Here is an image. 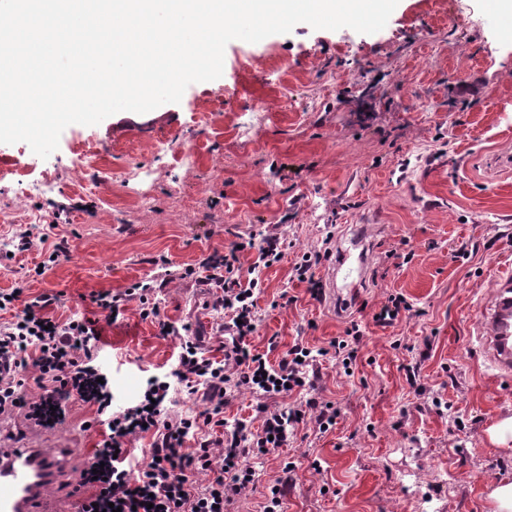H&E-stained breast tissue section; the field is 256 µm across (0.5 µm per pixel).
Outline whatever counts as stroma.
<instances>
[{
	"label": "stroma",
	"instance_id": "obj_1",
	"mask_svg": "<svg viewBox=\"0 0 512 512\" xmlns=\"http://www.w3.org/2000/svg\"><path fill=\"white\" fill-rule=\"evenodd\" d=\"M512 0H399L373 34L305 23L250 43L230 41L220 78L190 84L179 103L63 130L48 158L28 144H0V238L17 229L66 235L70 256L31 284L33 294H65L58 316L97 320L101 357L112 370L113 406L138 398L145 376L168 373L179 339L162 337L139 316V302L116 321L83 302L91 291L119 293L153 276L158 255L193 262L238 236L275 227L282 262L266 270L251 338L278 362L293 342L326 347L349 320L365 335L352 372L318 358L312 397L341 415L325 433L296 429L287 447L256 463L254 484L229 512H264L268 486L290 467L283 512H489L485 486L512 476V453L492 442V424L512 416V381L487 365L476 339L496 288L499 260L512 254V38L493 19ZM287 103H279L280 94ZM271 110L256 117V101ZM165 140L170 150H158ZM109 146L101 169L77 182L87 143ZM200 149L192 176L173 147ZM143 173L151 202L140 206L124 182ZM54 171L55 194L23 201L28 183ZM68 212H59V204ZM376 224L365 284L348 310L315 300L292 267L307 252ZM465 249L466 259L456 258ZM411 254L394 265L388 251ZM334 262L324 257L319 277ZM405 294L415 316L390 327L372 320L390 294ZM162 314L191 322L209 356L223 359L222 317L210 288L181 280L161 292ZM418 366L423 391L406 369ZM92 408L71 403L51 427L25 410L0 414V448H60L61 465L80 483L94 433Z\"/></svg>",
	"mask_w": 512,
	"mask_h": 512
}]
</instances>
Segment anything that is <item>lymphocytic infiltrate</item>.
Segmentation results:
<instances>
[{
	"instance_id": "obj_1",
	"label": "lymphocytic infiltrate",
	"mask_w": 512,
	"mask_h": 512,
	"mask_svg": "<svg viewBox=\"0 0 512 512\" xmlns=\"http://www.w3.org/2000/svg\"><path fill=\"white\" fill-rule=\"evenodd\" d=\"M246 249L255 251L256 259L245 269L238 254ZM283 258L280 236L267 230L249 233L224 252L203 251L191 264L173 265L165 255L155 258L166 277L213 288V305L225 318L220 361L205 355L191 324L178 326L162 318L153 281L133 282L120 293L90 292L89 305L110 315L126 301L138 300L142 320L156 324L160 335L180 339L171 372L148 377L139 399L117 409L112 406L108 372L100 362L96 320L75 314L53 317L51 310L60 305V293L31 294L23 280L0 291V311L10 315L0 323V413L23 408L30 419L44 425L59 421L73 401L94 409L89 428L97 441L81 474L80 485L87 490L81 512H106L111 504L121 512H224L255 479L250 458L287 447L295 426L303 422L318 428L335 425L337 408L314 398L297 411L271 410L265 404L279 396L281 387L298 393L310 388L309 369L317 357L331 355L342 367L351 368L364 337L354 321L328 348L314 352L296 343L276 363L269 359L270 350L278 346L276 340H269L267 351L252 348L249 338L256 330L262 272ZM29 367L35 370L41 390L34 401L27 400L20 376ZM241 385L262 400L258 407L262 424L253 432L242 422L229 431L223 428L227 392ZM200 391L206 394L203 411L169 414L174 394ZM208 425L222 428V436L203 438ZM145 434L153 439L149 458H132L124 441ZM194 438L198 448H187V441ZM199 470L211 475L201 490L191 480Z\"/></svg>"
}]
</instances>
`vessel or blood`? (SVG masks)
Instances as JSON below:
<instances>
[{"label":"vessel or blood","instance_id":"b4317fda","mask_svg":"<svg viewBox=\"0 0 512 512\" xmlns=\"http://www.w3.org/2000/svg\"><path fill=\"white\" fill-rule=\"evenodd\" d=\"M358 239L336 248V264H352L355 282L367 273V255ZM494 303L487 312L479 340L492 367L503 379L512 378V272L500 276ZM64 478L53 454L34 448L0 449V512H48V493Z\"/></svg>","mask_w":512,"mask_h":512}]
</instances>
